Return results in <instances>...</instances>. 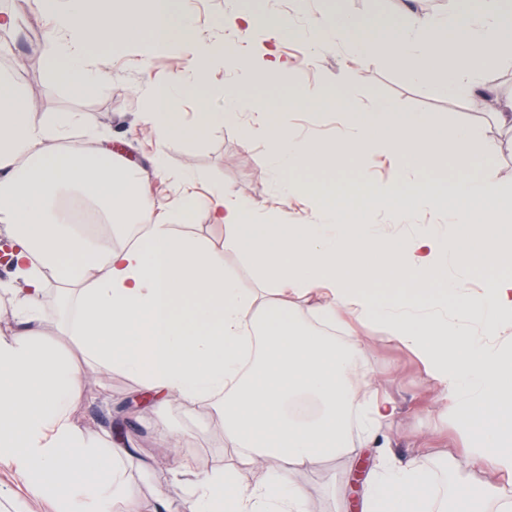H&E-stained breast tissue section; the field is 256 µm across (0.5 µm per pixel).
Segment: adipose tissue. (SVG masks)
<instances>
[{
	"mask_svg": "<svg viewBox=\"0 0 512 512\" xmlns=\"http://www.w3.org/2000/svg\"><path fill=\"white\" fill-rule=\"evenodd\" d=\"M29 4L52 20L40 46L50 74L71 86L103 81L89 63L92 48L141 36L164 47L191 35L177 0ZM308 33L316 41H348L364 58L404 57L416 79L428 77L443 58L460 57L464 68L450 73L443 87L449 95L477 83L488 67L512 63V34L502 30L497 0H485L473 16H420L410 29L323 13L311 17ZM181 89L174 83L153 91L148 105L154 129L172 145L198 140L224 121L203 98L195 120L183 122L176 109ZM226 105L264 115L279 170L313 168L322 160L321 152L276 124V112L286 109L341 114L342 149L371 153L385 146L398 163L415 141L418 162L430 165L443 141L428 117L388 103L353 110L334 76L285 103L234 96ZM73 121L70 114H40L21 76L0 72V224L10 230L15 264L14 281L0 288L17 296L28 318L20 331L0 334V465L27 476L30 497L53 498L55 512H111L116 498L124 512H141L124 468L133 447L100 448L84 440L71 419L84 370L37 342L49 275L75 292L74 331L91 362L133 373L158 406L209 400L223 415L235 462L202 473L176 459L189 486L184 512H313L294 476L321 474L329 462L355 456L349 433L361 351L357 330L370 325L413 353L437 386L439 402L469 442L457 467L512 478V348L504 341L512 334V276L496 278L482 295L446 275L452 264L481 271L499 266L504 245L512 244V184L490 171L451 183L320 187L313 193L318 224L281 212L257 219L248 202L229 201L220 189L204 199L184 196L159 212L149 175L110 150L47 147L48 139H66ZM70 191L106 223L139 224L144 235L115 246L83 232L59 207ZM356 195L370 205L393 202L398 220L415 208L445 213L448 226L425 224L409 238L376 244L372 224L343 221ZM202 206L223 225L225 245L247 259L265 287L317 297L311 316L346 327V341L304 329L293 310L266 296L241 293L223 253L173 232V224ZM404 276L420 281V288L379 291V284ZM476 326L482 337H473ZM242 466L265 469L267 481L239 485ZM435 485L422 458L379 461L366 479L361 512H446L450 506L482 512L493 496L491 485L463 479L444 501Z\"/></svg>",
	"mask_w": 512,
	"mask_h": 512,
	"instance_id": "ef3b65f1",
	"label": "adipose tissue"
}]
</instances>
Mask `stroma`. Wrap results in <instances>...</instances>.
Returning a JSON list of instances; mask_svg holds the SVG:
<instances>
[{"label":"stroma","instance_id":"1","mask_svg":"<svg viewBox=\"0 0 512 512\" xmlns=\"http://www.w3.org/2000/svg\"><path fill=\"white\" fill-rule=\"evenodd\" d=\"M332 0H180L182 12L189 18L197 35L196 42L165 49L136 39L109 50L92 53L94 67L106 79L93 90L78 93L52 77L37 51V30L45 29L47 19L35 11H25L18 28L0 31V69L21 68L31 101L40 112L54 116L68 112L87 115L94 130L86 135L73 129L70 137L98 148L109 143L113 152L127 161L152 169L157 154H164L165 167L152 177L153 198L171 205L183 195L187 186L186 171H195L199 179L193 188L198 194L222 187L228 198L249 202L258 217L282 210L288 215L302 214L311 223L321 218L313 198L306 189L314 185H356L364 181L385 187L402 179L454 181L465 175L479 176L494 169L503 182H512V131L495 121L502 104L512 100V64L489 69L483 76L486 89L475 94L462 89L457 95L445 94L443 84L457 59L441 61L432 77L411 80L403 58L389 56L349 63L344 46L315 45L303 39L299 31L310 17L328 10ZM252 7L255 13L271 17L289 16L293 35L274 39L269 25L254 22L246 29L231 26L233 15ZM344 11L362 17L397 16L410 24L414 14L446 17L456 14L451 0H413L410 12H403L402 0H343ZM214 45L221 52L212 58L203 83L191 85L177 103L184 121H192L197 100L210 98L216 109L223 110L232 95H246L266 100H281L321 85L325 74L352 69L353 76L343 91L358 110L365 111L386 102L402 112L424 113L444 128L447 138H454L459 127H469L474 135L475 150L469 170L458 169L451 148H444L431 166L407 161L404 167L393 166L385 155L365 157L359 152L330 156L317 167L295 169L289 177L304 191L289 199L275 196L266 134L258 113L238 111L225 116L221 125L209 130L197 143L176 147L164 146L148 120L146 103L152 86L189 77L195 70L200 48ZM276 48L288 64L287 79L266 76L257 81L244 77L238 60L248 61L254 70H262L268 48ZM278 121L287 135L311 147H336L343 127L342 116L324 111H285ZM491 143L497 148L494 157L485 156L481 147ZM349 221L366 220L375 226L381 241H391L414 234L424 224H442L440 215L427 211L410 212L404 223H393L389 205L382 204L346 214ZM179 235L207 241L223 251L224 267L234 278L241 293L258 288L260 282L245 258L224 245V227L214 223L206 209L195 212L192 220L174 225ZM64 284L48 280L40 312L41 344L61 355L83 362L77 338L68 334L67 324L59 317V300ZM360 371L354 387L359 402H366L373 392L387 394L396 406L394 420L384 425L367 448L366 461L385 453L396 461L427 453L437 480H444L450 456L460 450V429L436 399V390L418 361L400 346L383 339L379 328H371L358 358ZM141 391L138 379L123 370L95 367L87 369L83 395L72 413V420L83 436L99 442L110 433L131 436L138 448L127 463L137 485L142 512H154L157 500H164L167 512H183L188 488L173 472L175 457L191 460L198 470L209 472L224 468L232 459L224 444V419L209 401L171 403L166 407L147 403L128 408L129 400ZM350 464L347 460L330 463L320 476L300 474L299 482L314 512H341L344 499L354 498L348 484Z\"/></svg>","mask_w":512,"mask_h":512}]
</instances>
